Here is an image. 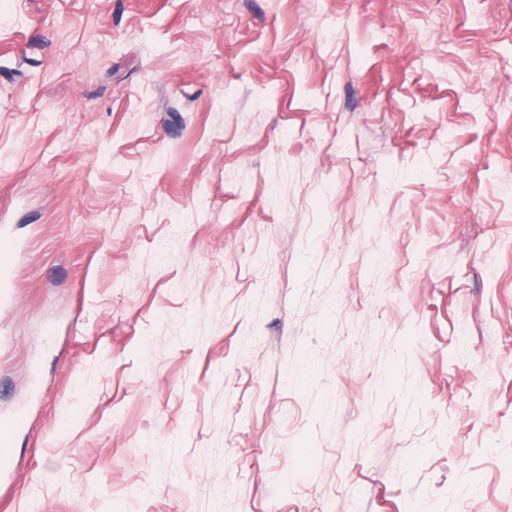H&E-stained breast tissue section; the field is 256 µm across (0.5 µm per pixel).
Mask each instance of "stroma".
Instances as JSON below:
<instances>
[{"label":"stroma","instance_id":"1","mask_svg":"<svg viewBox=\"0 0 512 512\" xmlns=\"http://www.w3.org/2000/svg\"><path fill=\"white\" fill-rule=\"evenodd\" d=\"M0 512H512V0H0ZM26 424L23 415L3 416L0 418V473L10 472L13 463L12 448L17 432Z\"/></svg>","mask_w":512,"mask_h":512}]
</instances>
